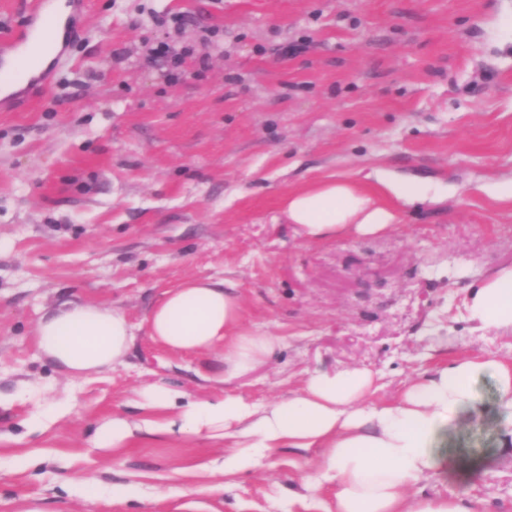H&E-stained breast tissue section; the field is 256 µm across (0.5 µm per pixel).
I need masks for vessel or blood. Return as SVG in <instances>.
Segmentation results:
<instances>
[{"instance_id": "obj_1", "label": "vessel or blood", "mask_w": 512, "mask_h": 512, "mask_svg": "<svg viewBox=\"0 0 512 512\" xmlns=\"http://www.w3.org/2000/svg\"><path fill=\"white\" fill-rule=\"evenodd\" d=\"M24 10L27 22L0 38V101L4 103L13 100L15 86L33 82L41 91L50 87L49 73L43 70L36 47L53 45L66 33L52 0H25Z\"/></svg>"}]
</instances>
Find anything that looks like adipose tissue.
<instances>
[{"label": "adipose tissue", "instance_id": "ef3b65f1", "mask_svg": "<svg viewBox=\"0 0 512 512\" xmlns=\"http://www.w3.org/2000/svg\"><path fill=\"white\" fill-rule=\"evenodd\" d=\"M427 189L379 178L368 186L330 178L285 195L281 212L311 241L373 235L401 221L404 207L424 201ZM468 319L482 331L512 332V266L473 287ZM150 338L174 352L223 353L214 379L223 383L270 357L279 339L243 323L241 298L224 282L192 278L167 290L146 318ZM133 336L115 307L79 303L46 311L34 336L39 356L69 380L94 377L122 364ZM497 379L505 414L498 446L512 452V367L495 357L461 356L414 379L393 401L369 402L373 374L364 367L309 371L287 398L259 405L240 396L185 399L165 386L141 389L138 418H117L95 434L99 448H121L141 435L224 440L229 451L204 469L217 478L262 466L280 448H317L320 463L301 475L309 490L329 487L325 512H481L468 491L424 494L423 481L463 470L453 449L455 426L482 415L475 388L481 374Z\"/></svg>", "mask_w": 512, "mask_h": 512}]
</instances>
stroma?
Masks as SVG:
<instances>
[{
    "mask_svg": "<svg viewBox=\"0 0 512 512\" xmlns=\"http://www.w3.org/2000/svg\"><path fill=\"white\" fill-rule=\"evenodd\" d=\"M72 32L46 96L0 111V512H322L328 491L305 500L297 481L319 449H278L218 490L195 476L186 496L182 469L223 441L98 448L94 432L135 418L148 385L266 405L312 369L359 366L389 402L460 355L512 366V334L465 311L475 282L512 266V203L493 191L512 173V0H86ZM161 42L177 72L150 58ZM375 168L438 201L359 238L307 242L282 219L288 192ZM196 277L232 284L245 327L281 340L219 387L221 354L167 351L145 326ZM81 301L123 309L134 339L124 364L71 382L32 339L46 309ZM476 389L484 414L458 444L477 468L424 491L466 484L512 512L497 382ZM132 482L135 498H111Z\"/></svg>",
    "mask_w": 512,
    "mask_h": 512,
    "instance_id": "stroma-1",
    "label": "stroma"
}]
</instances>
